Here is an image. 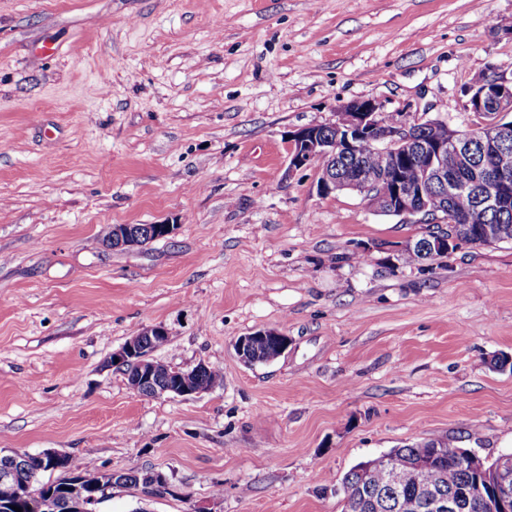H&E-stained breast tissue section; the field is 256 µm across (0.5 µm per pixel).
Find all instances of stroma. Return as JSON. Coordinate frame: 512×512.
Returning a JSON list of instances; mask_svg holds the SVG:
<instances>
[{
  "instance_id": "35a3bbf8",
  "label": "stroma",
  "mask_w": 512,
  "mask_h": 512,
  "mask_svg": "<svg viewBox=\"0 0 512 512\" xmlns=\"http://www.w3.org/2000/svg\"><path fill=\"white\" fill-rule=\"evenodd\" d=\"M509 18L512 0H0V449L170 479L99 512H343L344 475L390 449L512 453V244L401 264L424 225L318 193L288 143L363 99L477 125L463 90L512 75ZM151 325L155 359L221 381L134 392L112 354ZM260 329L289 346L246 365L234 344ZM108 228V227H107ZM106 228V230H107ZM105 234L103 239L107 235ZM109 235L102 242L110 248H132L142 245V239L144 237H154V239H160L167 237L174 231V225L161 223V224H111L109 226ZM151 239L144 240L143 243L152 241Z\"/></svg>"
}]
</instances>
